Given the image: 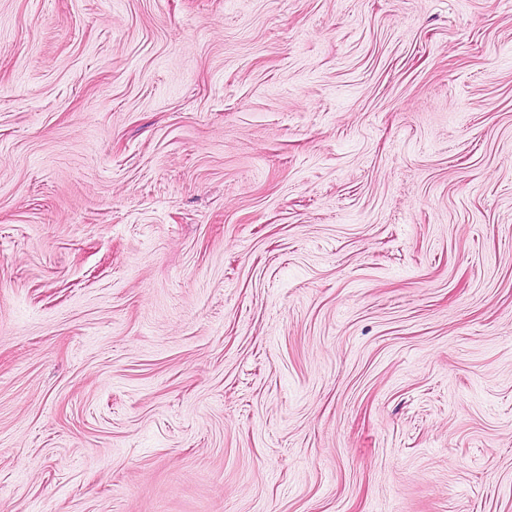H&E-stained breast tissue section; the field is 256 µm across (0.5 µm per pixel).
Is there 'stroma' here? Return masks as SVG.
<instances>
[{
  "label": "stroma",
  "mask_w": 512,
  "mask_h": 512,
  "mask_svg": "<svg viewBox=\"0 0 512 512\" xmlns=\"http://www.w3.org/2000/svg\"><path fill=\"white\" fill-rule=\"evenodd\" d=\"M0 512H512V0H0Z\"/></svg>",
  "instance_id": "1"
}]
</instances>
